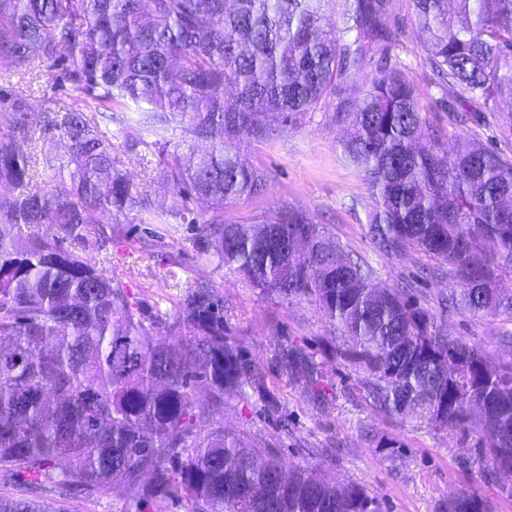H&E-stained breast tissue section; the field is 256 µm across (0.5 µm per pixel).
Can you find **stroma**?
<instances>
[{
  "label": "stroma",
  "instance_id": "35a3bbf8",
  "mask_svg": "<svg viewBox=\"0 0 512 512\" xmlns=\"http://www.w3.org/2000/svg\"><path fill=\"white\" fill-rule=\"evenodd\" d=\"M396 8L407 18L405 27L398 41L371 51L360 82H367L381 62H390L415 85L424 116L441 130L439 143L444 150L483 143L511 160L512 131L491 120L482 104L472 107L475 121L449 126L448 110L455 100L437 87L423 60L419 35L409 20L410 0H396ZM55 77L52 70L23 78L0 73V137H13V103L24 99L30 146L39 159L36 169L44 181L51 172L41 164V157L49 155L66 162L67 145L60 139L51 142L42 137L41 110L46 100H56L63 107L79 96L73 84L56 83ZM350 95L349 88L338 87L335 96L316 110L281 124L274 139L248 147L245 159L266 170L269 179L261 193L226 205L224 221L248 224L284 206L305 211L368 265L377 283L390 286L401 277L435 267L437 261L421 252L402 259L391 257L376 250L369 239L370 190L359 168L345 155L341 147L344 129L333 118ZM125 116V125L112 128V141L124 167L136 175L140 189L150 195L157 210L181 209L185 204L164 191L156 172L143 166L142 157L149 149L157 163L165 157L182 156L188 154L191 142L176 132L166 147L155 146L154 136L138 125L139 112L131 109ZM133 129L142 145L131 151L125 147V136ZM186 205L192 211L193 223L148 226L142 216L131 214L122 217L121 231L111 242L91 247L85 256L127 288L132 301L157 317L156 333L160 336L171 334L188 287L211 288L223 299L224 322L231 340L252 361L268 368L267 385L277 405L267 407L254 393L230 397L216 412L215 422L232 431L271 436L284 465L318 467L329 477L359 483L378 496L386 512H446L449 497L464 491L485 497L494 512H512V499L500 496L497 485L484 478L476 454L480 439L474 430L438 428L372 409L355 394V371L326 355L325 343L331 331L316 303L271 301L239 276L217 269L197 247V226L210 220L213 212L199 198ZM451 288L448 279H428L420 288L422 307L435 316L448 335L481 345L493 359L512 357V351L500 343L501 336L512 333V318L464 311L443 316L438 301L450 294ZM279 343L313 354L327 388L325 401H313L305 394L301 380L274 371V350ZM382 441L396 443L395 453L380 451Z\"/></svg>",
  "mask_w": 512,
  "mask_h": 512
}]
</instances>
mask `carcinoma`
<instances>
[{
  "mask_svg": "<svg viewBox=\"0 0 512 512\" xmlns=\"http://www.w3.org/2000/svg\"><path fill=\"white\" fill-rule=\"evenodd\" d=\"M329 0H0V68L18 76L68 51L64 77L85 95L64 112L47 105L41 132L68 144L67 163L43 186L29 139L0 138V512H67L60 497L114 484L135 512H384L354 482L315 468H285L271 438L227 432L213 413L252 392L275 404L267 370L227 336L224 302L188 290L173 328L153 336L126 289L83 257L95 211L153 212L123 168L107 126L134 105L158 141L171 129L204 144L161 169L174 196L208 200L214 218L198 249L275 302H316L336 359L357 373L376 410L448 430H476L486 479L512 476V359L440 332L410 300L413 281L390 287L307 213L286 206L257 224L224 223V206L260 192L267 173L228 141L277 133L271 117L297 120L355 84L370 47L392 41L403 19L392 0H345L339 23ZM426 64L456 100L448 122L481 100L512 103V0H412ZM343 150L363 172L373 209L368 235L402 259L419 251L448 264L453 306L512 316V160L481 144L456 154L435 146L415 86L382 63L335 113ZM288 376L305 372L316 400L326 389L302 350L275 353ZM448 512H492L472 493Z\"/></svg>",
  "mask_w": 512,
  "mask_h": 512,
  "instance_id": "carcinoma-1",
  "label": "carcinoma"
}]
</instances>
